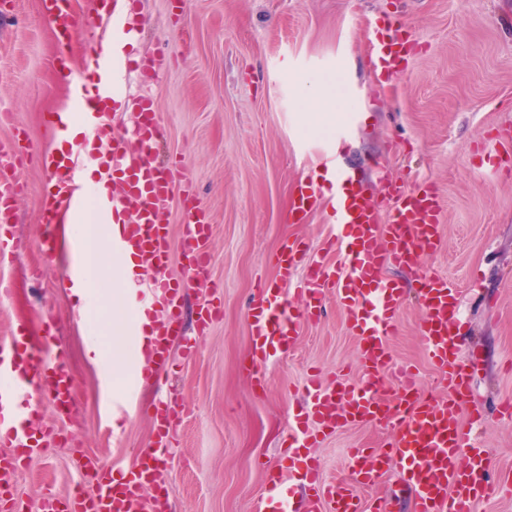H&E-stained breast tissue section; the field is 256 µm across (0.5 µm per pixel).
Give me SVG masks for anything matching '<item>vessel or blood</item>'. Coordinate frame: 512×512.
<instances>
[{"label": "vessel or blood", "instance_id": "b4317fda", "mask_svg": "<svg viewBox=\"0 0 512 512\" xmlns=\"http://www.w3.org/2000/svg\"><path fill=\"white\" fill-rule=\"evenodd\" d=\"M40 14L60 41H67L82 27L71 0H39ZM136 0H100L96 21L101 25L127 26ZM376 71L388 75L392 64L416 50L397 19H377L369 29ZM97 76L95 97L84 85L63 80L80 107L78 119L83 140L77 150L59 156H42L51 183L40 200L44 217V245L53 242L54 222L61 210L78 212L88 193L78 182L88 159L98 162L99 178L111 183L110 202L104 212L112 216L108 249L134 258L138 267L128 283L135 308L150 319L147 343L130 369V382L107 395V417L137 413L140 386L162 387L174 342H181L184 357H192L195 344L184 337L179 315L190 288L207 289L208 302L197 310L196 329L205 334L220 312L215 282L206 278L210 252V226L203 210L186 205L181 251L185 257L180 279L167 274L169 227L163 217L174 192L189 196L186 177L158 166L153 153L162 130L154 100L148 95L127 98L134 117L132 137L117 134L108 113L96 102L112 100L121 61L118 56L93 48ZM512 162V130L502 128L485 151L483 165L499 168ZM21 158L0 142V258L12 255L16 243L7 224L22 191L16 175ZM327 185L304 183L292 203V216L304 222L321 204L329 206V246L312 250L304 240L285 244L278 257L274 280L260 285L247 321L251 338L250 373L262 384L269 363L291 346L300 328L316 321L326 294L332 293L342 309L348 331L358 342V362L364 378L354 383L335 376L329 383L310 379L304 391L303 427L291 431L283 465L269 469L257 512H293V487L306 490L303 512H391L378 499L363 500L355 486H372L388 472L398 475V488L412 502V512H475L478 501L499 493L491 482L489 456L465 432L461 412L475 401L474 358L461 333L459 288L448 278L426 268L438 245L441 199L431 180L405 188L386 179L381 197H374L353 179L334 154L323 161ZM393 207L382 216L381 199ZM343 245L339 259H332V244ZM395 276H385V268ZM415 290L422 310L420 328L427 358L448 385L446 398L426 396L419 388L412 366L396 363L391 352L395 323L408 290ZM393 400H386V393ZM47 394L55 409L70 414L79 397L75 380L62 364V354L51 329L33 334L24 325L0 337V512H24L13 489L22 466L56 447L60 427L42 422L36 399ZM153 435L135 465L121 471L85 457L81 487L61 497L48 492L40 512H174L165 492L164 465L181 420L174 403L155 404ZM392 428L395 435L384 448H353L347 456L349 475L327 481L311 448L349 425Z\"/></svg>", "mask_w": 512, "mask_h": 512}]
</instances>
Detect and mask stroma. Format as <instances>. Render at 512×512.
<instances>
[{
    "mask_svg": "<svg viewBox=\"0 0 512 512\" xmlns=\"http://www.w3.org/2000/svg\"><path fill=\"white\" fill-rule=\"evenodd\" d=\"M86 25L70 43L42 20L39 0H0V142L26 133L24 185L10 219L18 245L0 262V282L13 294L0 304V336L15 324L39 332L52 316L65 368L80 404L61 424L67 440L34 458L15 493L37 507L48 490L65 495L78 480L71 447L111 463L134 464L152 439L147 413L105 424L91 341L107 343L108 307L79 306L61 279L69 241L41 242L38 202L47 188L40 157L57 133L46 115L68 106L60 71L86 72L101 34L93 0H71ZM376 16L405 18L419 44L388 83L373 78L365 25ZM131 61L155 60L152 95L163 135L154 160L189 175L193 197L212 226L208 275L220 284L222 313L195 355L174 350L165 384L182 423L167 466L176 512H254L264 473L282 459L288 430L309 373L330 381L358 380L357 345L333 296L320 320L301 328L271 362L263 389L248 373V307L260 284L277 275L275 259L290 239L323 245L326 210L303 224L289 220L293 190L322 181V154L338 153L353 175L379 187L382 174L405 184L431 179L441 198V242L428 267L461 292L464 330L480 354L475 387L484 414L470 435L491 457V474L512 475V420L497 407L512 400V169L487 174L476 153L494 129L512 123V0H141L134 34L124 43ZM327 89L347 107L345 122L320 129L303 123V92ZM420 307L408 294L391 339L393 358L410 363L427 396L448 389L431 366L420 334ZM388 427L353 425L312 451L324 476L346 477L352 448H381Z\"/></svg>",
    "mask_w": 512,
    "mask_h": 512,
    "instance_id": "35a3bbf8",
    "label": "stroma"
}]
</instances>
